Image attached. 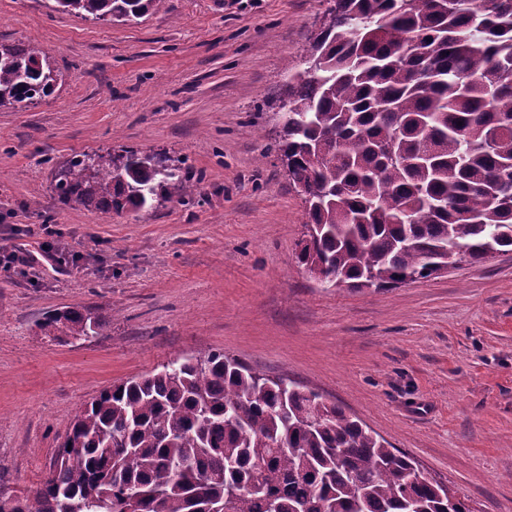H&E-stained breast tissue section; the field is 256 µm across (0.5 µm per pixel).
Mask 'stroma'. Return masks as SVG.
<instances>
[{
  "label": "stroma",
  "instance_id": "obj_1",
  "mask_svg": "<svg viewBox=\"0 0 512 512\" xmlns=\"http://www.w3.org/2000/svg\"><path fill=\"white\" fill-rule=\"evenodd\" d=\"M331 0H166L136 24L0 0V41L63 82L0 110V248L54 224L78 267L0 255V492L31 495L104 387L221 351L319 391L440 477L471 512H512V253L385 290L328 288L296 260L306 222L275 149V100ZM127 146L184 160L193 203L63 205L56 164ZM89 307L103 335H44Z\"/></svg>",
  "mask_w": 512,
  "mask_h": 512
}]
</instances>
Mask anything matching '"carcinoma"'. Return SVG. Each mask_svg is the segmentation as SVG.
I'll return each instance as SVG.
<instances>
[{
  "mask_svg": "<svg viewBox=\"0 0 512 512\" xmlns=\"http://www.w3.org/2000/svg\"><path fill=\"white\" fill-rule=\"evenodd\" d=\"M164 0H51L135 22ZM308 69L289 76L275 150L300 189L319 282L362 291L512 251V0H334ZM60 73L0 42V108L51 96ZM183 160L121 147L59 164L53 192L89 212L190 203ZM47 336L99 335L68 307ZM361 421L222 351L102 389L74 417L42 487L13 512H471Z\"/></svg>",
  "mask_w": 512,
  "mask_h": 512,
  "instance_id": "obj_1",
  "label": "carcinoma"
}]
</instances>
